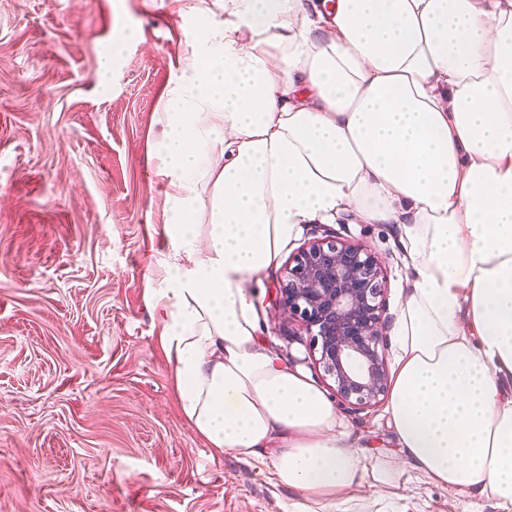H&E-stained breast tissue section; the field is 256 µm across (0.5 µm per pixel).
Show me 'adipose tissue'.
<instances>
[{
	"label": "adipose tissue",
	"instance_id": "adipose-tissue-1",
	"mask_svg": "<svg viewBox=\"0 0 512 512\" xmlns=\"http://www.w3.org/2000/svg\"><path fill=\"white\" fill-rule=\"evenodd\" d=\"M159 119L175 259L146 293L186 421L269 459L298 512L362 466L327 394L260 336L245 288L308 224H402L415 273L386 407L431 483L512 512V0H224ZM206 226H199V216Z\"/></svg>",
	"mask_w": 512,
	"mask_h": 512
}]
</instances>
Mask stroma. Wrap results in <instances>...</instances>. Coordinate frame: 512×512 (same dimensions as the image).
Here are the masks:
<instances>
[{
    "mask_svg": "<svg viewBox=\"0 0 512 512\" xmlns=\"http://www.w3.org/2000/svg\"><path fill=\"white\" fill-rule=\"evenodd\" d=\"M181 0H0V512H291L268 466L209 448L185 420L146 286L172 255L157 121L197 31ZM112 52V76L99 57ZM365 245L393 323L414 273L399 224L306 225ZM283 265L248 281L260 333L326 392L311 338L285 319ZM365 465L325 512H497L429 483L397 448L384 404H334Z\"/></svg>",
    "mask_w": 512,
    "mask_h": 512,
    "instance_id": "stroma-1",
    "label": "stroma"
}]
</instances>
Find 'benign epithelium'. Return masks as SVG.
<instances>
[{"instance_id": "benign-epithelium-1", "label": "benign epithelium", "mask_w": 512, "mask_h": 512, "mask_svg": "<svg viewBox=\"0 0 512 512\" xmlns=\"http://www.w3.org/2000/svg\"><path fill=\"white\" fill-rule=\"evenodd\" d=\"M386 280L359 243L325 235L300 249L279 284L288 317L305 326L336 398L357 409L388 392L382 318Z\"/></svg>"}]
</instances>
